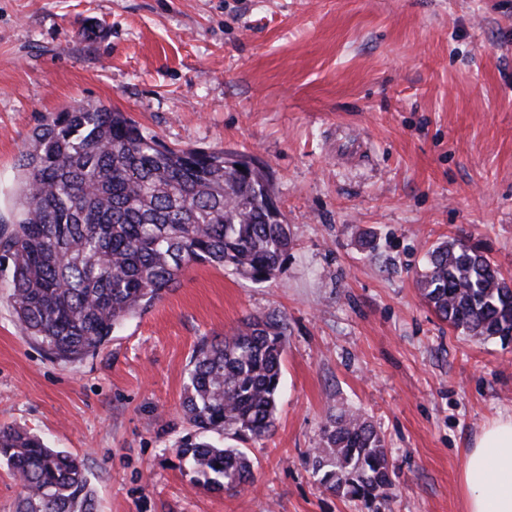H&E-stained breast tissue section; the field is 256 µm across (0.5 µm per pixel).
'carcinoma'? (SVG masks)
Returning a JSON list of instances; mask_svg holds the SVG:
<instances>
[{"label": "carcinoma", "mask_w": 512, "mask_h": 512, "mask_svg": "<svg viewBox=\"0 0 512 512\" xmlns=\"http://www.w3.org/2000/svg\"><path fill=\"white\" fill-rule=\"evenodd\" d=\"M16 220L0 225V272L25 337L56 360L97 354L113 330L142 313L192 264L252 281L274 278L292 247L273 219L269 180L224 150L173 149L117 108L77 105L37 127L19 160ZM419 289L450 326L483 340L512 337V280L462 238L426 253ZM288 341L279 313L251 315L190 361L182 407L195 435L178 442L195 486L238 492L254 482L240 443L271 431ZM312 473L335 496L371 512L392 486L394 465L360 413L328 419ZM18 477L16 512H95L84 460L20 427L0 428V463Z\"/></svg>", "instance_id": "obj_1"}]
</instances>
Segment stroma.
Here are the masks:
<instances>
[{"instance_id": "stroma-1", "label": "stroma", "mask_w": 512, "mask_h": 512, "mask_svg": "<svg viewBox=\"0 0 512 512\" xmlns=\"http://www.w3.org/2000/svg\"><path fill=\"white\" fill-rule=\"evenodd\" d=\"M119 108L171 147L263 166L291 226L277 275L193 265L98 354L52 359L0 288V427L84 459L97 512H367L306 458L360 410L396 464L380 512H462L465 454L512 414V340L443 322L417 279L450 237L512 276V0H0V223L35 127ZM288 320L255 481L194 488L173 450L201 341Z\"/></svg>"}]
</instances>
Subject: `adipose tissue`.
<instances>
[{
	"label": "adipose tissue",
	"instance_id": "obj_1",
	"mask_svg": "<svg viewBox=\"0 0 512 512\" xmlns=\"http://www.w3.org/2000/svg\"><path fill=\"white\" fill-rule=\"evenodd\" d=\"M463 512H512V415L490 421L458 476Z\"/></svg>",
	"mask_w": 512,
	"mask_h": 512
}]
</instances>
